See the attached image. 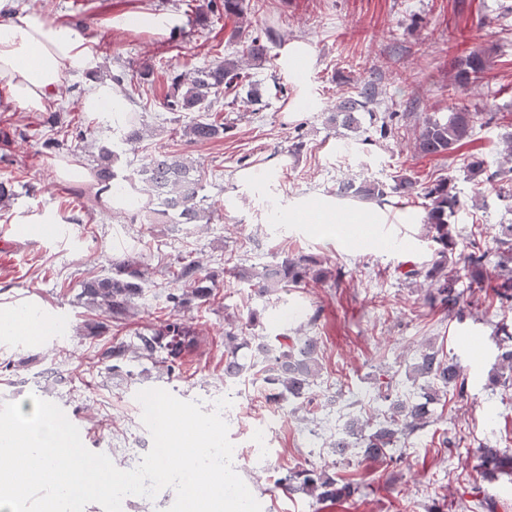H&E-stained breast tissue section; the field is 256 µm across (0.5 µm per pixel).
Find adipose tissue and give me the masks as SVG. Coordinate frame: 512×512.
Listing matches in <instances>:
<instances>
[{"mask_svg":"<svg viewBox=\"0 0 512 512\" xmlns=\"http://www.w3.org/2000/svg\"><path fill=\"white\" fill-rule=\"evenodd\" d=\"M183 20L174 12L114 14L109 26L118 32L151 34L164 41L175 36ZM101 58L67 20L51 18L22 0H0V87L26 111H40L55 99L67 75L86 74L90 80L80 107L102 115L118 126L128 110L123 93L106 80H94ZM283 224H310L314 233L327 240L348 241L350 224H417L416 211L391 213L378 204H348L332 197L318 200L293 198L282 207Z\"/></svg>","mask_w":512,"mask_h":512,"instance_id":"obj_1","label":"adipose tissue"}]
</instances>
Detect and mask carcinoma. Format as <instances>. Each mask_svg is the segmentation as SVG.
Masks as SVG:
<instances>
[{
  "label": "carcinoma",
  "mask_w": 512,
  "mask_h": 512,
  "mask_svg": "<svg viewBox=\"0 0 512 512\" xmlns=\"http://www.w3.org/2000/svg\"><path fill=\"white\" fill-rule=\"evenodd\" d=\"M205 7L207 13L217 18L233 16L242 20L247 14L243 0H206ZM233 36L242 42L241 56L226 57L189 73L176 70L170 74L172 92L167 94L164 107L171 112L193 113L188 122L173 129V133L181 134L192 143H205L224 133V124L217 122L211 114L221 96L243 85L250 87L249 95L262 96L260 84L252 81L245 64L252 62L259 65L266 60L268 43L272 42L271 27L239 26ZM492 66V50L481 47L473 49L456 64L455 85L473 84L484 79ZM377 96L378 92L370 84L363 86L354 97L341 96L336 102V112L331 114L329 120L350 132H357L366 113L373 125L378 120L369 105ZM51 123L76 141L86 137L85 130L71 127V121L59 111L52 115ZM487 123L488 118L480 112L460 110L446 116L429 113L416 128L414 151L422 156L449 155L474 135L476 126L482 127ZM119 132L125 144L135 145L144 138L146 129L137 126L136 119L129 118ZM110 156L108 150L102 151L104 164L101 165L100 178L104 183L103 190L114 193L133 190L137 198L129 210L132 218L144 215L154 221L171 224L211 222L213 207L206 205L204 197L200 196L202 178L197 164L168 151H157L136 170V176L120 178L117 173L110 171L107 164ZM464 165L470 178L484 174L487 182L498 187L499 195L512 197V189L509 188L512 183L511 166L489 173L487 162L474 155L465 159ZM342 192L365 200L384 201L394 195L410 198L418 194L427 199L424 223L434 243L433 257L422 265L410 266L405 276L409 280H420L427 284L425 300L429 305L441 304L452 311L461 310V284L464 278L471 285L492 289L502 304L512 301V268L506 265L507 260H512V225L502 230V237L498 240L501 273L496 280L485 276L488 254L476 239L471 240L462 262L454 261V241L448 216L454 213L460 201L448 178L440 177L421 188L411 177L398 175L391 185L365 181L353 191L345 187ZM308 270V259L304 256H286L275 264L264 266L260 273H250L237 264L228 268L234 277L253 283L257 293L262 296L273 295L283 288L302 283ZM144 281L145 272L137 261L130 257L114 258L111 260V274L82 283L80 296L88 304L107 313L113 321L119 322L142 296ZM171 283L173 292L168 294V301L175 309L193 302L206 304L215 297V275L202 272L199 263L187 257L178 261ZM500 333L502 337L497 342L499 371L493 378V384L509 387L512 386V331L503 326ZM227 339L229 344L224 353V377L237 378L246 368L257 367L264 384L278 400L307 397L320 375L319 347L315 336H290L285 333L277 337L279 346L274 348L264 337L253 336L252 348L257 361L248 367L241 363L238 356L244 344L237 342V336L232 331L227 332ZM195 343L190 326L174 315L158 327L136 335V342L132 346L123 342L112 344L101 353L99 360L123 358L131 351L139 358L166 366L170 372L182 353ZM409 378L424 381L419 387V398L403 400L385 394L384 399L389 401L385 421L373 427L359 418L347 421L331 443L332 453L343 456L355 449L364 459L394 458L398 441L430 424L429 405L440 400L444 389L452 384L461 391L465 384L460 366L446 358L431 343L420 351ZM482 467L485 474L492 478L509 474L512 472V454L487 448L482 455ZM360 486L361 483L356 481H338L329 476L324 468L304 471L300 484L301 489L320 501L349 499L359 491Z\"/></svg>",
  "instance_id": "cac0c4a2"
}]
</instances>
